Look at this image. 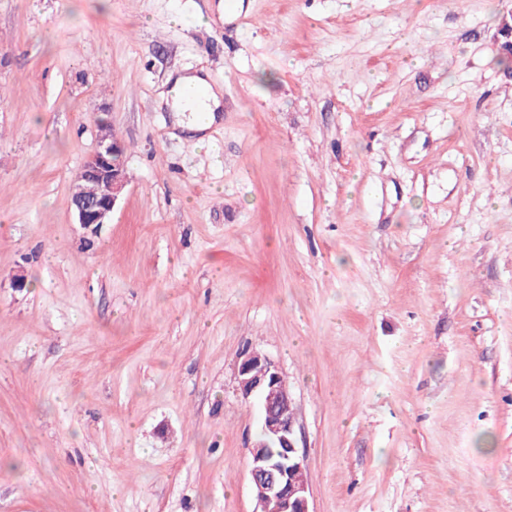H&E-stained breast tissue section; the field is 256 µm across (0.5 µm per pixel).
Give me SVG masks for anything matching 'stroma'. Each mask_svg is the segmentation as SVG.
Here are the masks:
<instances>
[{"label": "stroma", "mask_w": 512, "mask_h": 512, "mask_svg": "<svg viewBox=\"0 0 512 512\" xmlns=\"http://www.w3.org/2000/svg\"><path fill=\"white\" fill-rule=\"evenodd\" d=\"M509 44L512 0H0V512H256L246 350L311 512H512ZM171 86L168 92L162 94L160 104L169 108L176 114V124L190 131L202 132L215 120V112L221 107L222 90L213 85L206 78L197 74H182L170 76ZM189 87H198L202 90V98L193 101L184 97ZM206 113L205 117L199 113ZM97 149L85 160L75 176L81 192L72 197L77 224L84 228L109 223L117 201L127 185L123 143L111 128L98 125ZM75 185L73 194L80 190Z\"/></svg>", "instance_id": "obj_1"}]
</instances>
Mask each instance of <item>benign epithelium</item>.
I'll use <instances>...</instances> for the list:
<instances>
[{
    "instance_id": "benign-epithelium-1",
    "label": "benign epithelium",
    "mask_w": 512,
    "mask_h": 512,
    "mask_svg": "<svg viewBox=\"0 0 512 512\" xmlns=\"http://www.w3.org/2000/svg\"><path fill=\"white\" fill-rule=\"evenodd\" d=\"M81 192L72 197L76 223L84 228L109 223L127 185L123 143L111 128L98 126L97 149L75 176ZM279 367L256 350L246 351L238 365V388L243 397H258L261 405L259 439L250 449V479L258 512H311L304 459L295 439V416L290 393L284 389ZM281 448L278 457L267 452Z\"/></svg>"
}]
</instances>
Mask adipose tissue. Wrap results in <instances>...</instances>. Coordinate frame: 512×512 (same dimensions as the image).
<instances>
[{"mask_svg":"<svg viewBox=\"0 0 512 512\" xmlns=\"http://www.w3.org/2000/svg\"><path fill=\"white\" fill-rule=\"evenodd\" d=\"M221 99L219 86L203 76L180 73L172 77L168 92L161 96V103L175 113L179 127L201 132L214 122Z\"/></svg>","mask_w":512,"mask_h":512,"instance_id":"1","label":"adipose tissue"}]
</instances>
